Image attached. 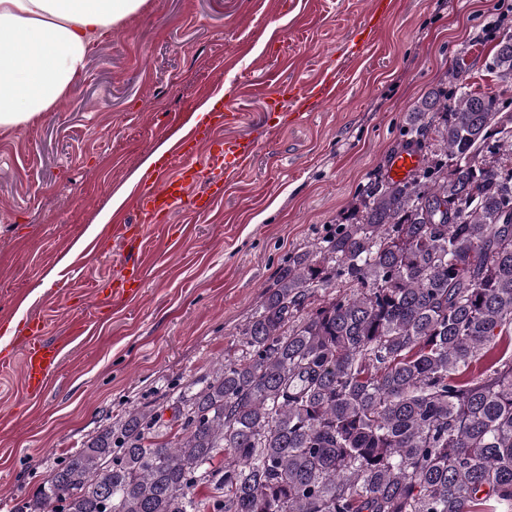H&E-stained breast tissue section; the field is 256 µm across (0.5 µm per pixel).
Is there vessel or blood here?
Here are the masks:
<instances>
[{
	"label": "vessel or blood",
	"mask_w": 512,
	"mask_h": 512,
	"mask_svg": "<svg viewBox=\"0 0 512 512\" xmlns=\"http://www.w3.org/2000/svg\"><path fill=\"white\" fill-rule=\"evenodd\" d=\"M387 12L386 0H373L365 25L359 29L351 44L355 53H364L371 45L374 29L383 23ZM336 93V77L328 75L324 81L290 91L288 98L301 112L321 106ZM235 113L214 109L204 120L194 123L173 148L162 158L155 175L146 189L134 198V205L143 221L127 223L116 217L113 230L128 247L129 253L112 277L114 293L134 296L142 290L140 251L149 225L169 218L176 209H189L200 214L209 212L224 196L230 179L253 161L256 146L243 138H220L216 130L233 123ZM421 164V155L412 149L393 153L387 163L392 180L400 181L414 173ZM40 325L31 322V336L25 339L22 384L28 394L40 395L60 362V348L55 343L39 338Z\"/></svg>",
	"instance_id": "obj_1"
}]
</instances>
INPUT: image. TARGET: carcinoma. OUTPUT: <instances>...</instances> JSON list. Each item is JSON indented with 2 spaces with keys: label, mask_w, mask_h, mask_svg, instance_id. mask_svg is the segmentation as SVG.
<instances>
[{
  "label": "carcinoma",
  "mask_w": 512,
  "mask_h": 512,
  "mask_svg": "<svg viewBox=\"0 0 512 512\" xmlns=\"http://www.w3.org/2000/svg\"><path fill=\"white\" fill-rule=\"evenodd\" d=\"M402 138L418 171L288 256L171 424L129 411L16 512H512V99L458 66Z\"/></svg>",
  "instance_id": "cac0c4a2"
}]
</instances>
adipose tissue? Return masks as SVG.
I'll list each match as a JSON object with an SVG mask.
<instances>
[{"label":"adipose tissue","mask_w":512,"mask_h":512,"mask_svg":"<svg viewBox=\"0 0 512 512\" xmlns=\"http://www.w3.org/2000/svg\"><path fill=\"white\" fill-rule=\"evenodd\" d=\"M143 0H0V130L37 122L73 89L89 52Z\"/></svg>","instance_id":"ef3b65f1"}]
</instances>
